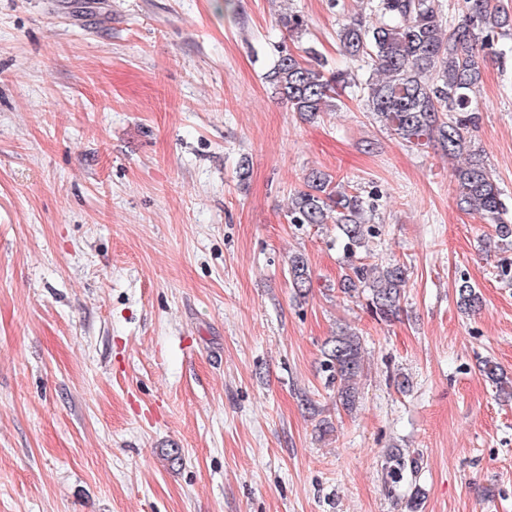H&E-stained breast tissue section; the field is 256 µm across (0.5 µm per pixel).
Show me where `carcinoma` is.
Returning a JSON list of instances; mask_svg holds the SVG:
<instances>
[{
    "mask_svg": "<svg viewBox=\"0 0 512 512\" xmlns=\"http://www.w3.org/2000/svg\"><path fill=\"white\" fill-rule=\"evenodd\" d=\"M379 22L366 26L360 19L343 22L337 36L344 53L366 58L371 72L362 87L366 110L373 113L402 140L435 143L450 159L458 201L483 216L494 227V240L512 248V221L505 218L501 190L484 162L469 130L478 120L474 104L482 79L484 58L479 48L490 45L492 35L512 30V15L494 0H465V10L455 22H443L439 0H371ZM300 59L291 53L279 56L267 81L291 111L304 119L333 112L339 92L356 84L351 74L325 69L316 53ZM374 202L333 183L330 175L313 171L305 188L290 197L291 224L333 223L341 235L351 273L338 283L350 297L366 296L367 306L379 319L390 321L401 312L407 270L396 263L378 267L360 261L368 239L378 234L367 214ZM288 275L297 294L312 288L307 259L295 254L288 259ZM457 304L468 314L482 308V298L465 277L456 284ZM321 368L336 384V399L351 411L359 400L363 355L356 334L339 329L327 338ZM481 371L487 379L512 397V378L499 365L485 359ZM417 462L406 460L397 448L390 450L387 477L393 483L415 471Z\"/></svg>",
    "mask_w": 512,
    "mask_h": 512,
    "instance_id": "cac0c4a2",
    "label": "carcinoma"
}]
</instances>
